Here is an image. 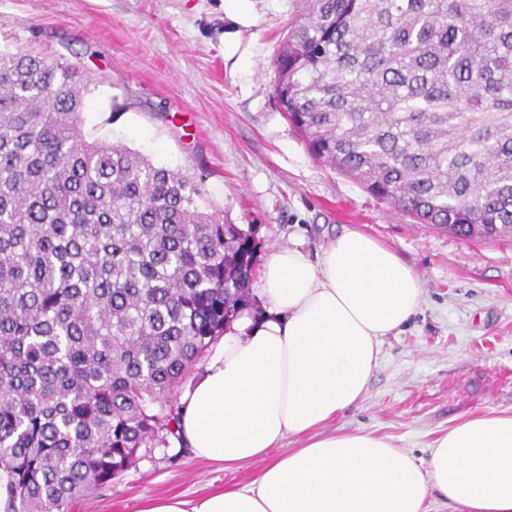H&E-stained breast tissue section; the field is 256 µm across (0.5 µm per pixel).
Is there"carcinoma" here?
Listing matches in <instances>:
<instances>
[{
    "label": "carcinoma",
    "instance_id": "carcinoma-1",
    "mask_svg": "<svg viewBox=\"0 0 512 512\" xmlns=\"http://www.w3.org/2000/svg\"><path fill=\"white\" fill-rule=\"evenodd\" d=\"M273 92L311 154L420 224L512 236V0H305ZM74 67L0 51V489L70 512L173 432L256 311L254 228L203 178L81 133Z\"/></svg>",
    "mask_w": 512,
    "mask_h": 512
}]
</instances>
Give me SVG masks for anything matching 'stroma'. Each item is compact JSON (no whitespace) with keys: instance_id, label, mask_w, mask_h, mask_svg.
I'll return each mask as SVG.
<instances>
[{"instance_id":"obj_1","label":"stroma","mask_w":512,"mask_h":512,"mask_svg":"<svg viewBox=\"0 0 512 512\" xmlns=\"http://www.w3.org/2000/svg\"><path fill=\"white\" fill-rule=\"evenodd\" d=\"M0 0V49L76 66L86 140L204 174L207 199L252 225L258 260L317 258L344 229L393 249L424 285L419 310L382 338L362 400L337 427L388 435L425 460L462 418L512 412V237L466 241L418 224L316 159L273 96L270 63L303 0ZM236 471L156 445L71 512H135L146 497L247 485Z\"/></svg>"}]
</instances>
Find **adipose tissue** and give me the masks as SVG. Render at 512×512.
Returning <instances> with one entry per match:
<instances>
[{"instance_id": "adipose-tissue-1", "label": "adipose tissue", "mask_w": 512, "mask_h": 512, "mask_svg": "<svg viewBox=\"0 0 512 512\" xmlns=\"http://www.w3.org/2000/svg\"><path fill=\"white\" fill-rule=\"evenodd\" d=\"M261 317L244 314L180 399L174 441L237 470L263 460L243 488L148 497L137 512H512V412L450 426L418 460L392 438L330 429L363 398L382 337L416 313L423 284L394 251L354 229L318 259L296 248L265 259ZM289 436L302 445L269 457Z\"/></svg>"}]
</instances>
